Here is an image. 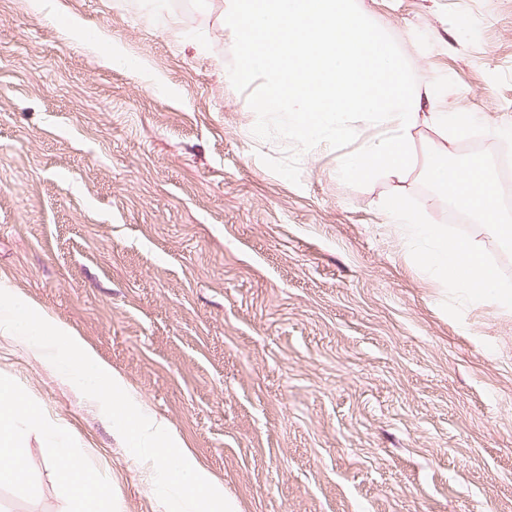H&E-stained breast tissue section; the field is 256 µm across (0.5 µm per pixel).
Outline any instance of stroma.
Wrapping results in <instances>:
<instances>
[{"instance_id": "stroma-1", "label": "stroma", "mask_w": 512, "mask_h": 512, "mask_svg": "<svg viewBox=\"0 0 512 512\" xmlns=\"http://www.w3.org/2000/svg\"><path fill=\"white\" fill-rule=\"evenodd\" d=\"M418 86H455L498 143L512 126V0H357ZM225 0L163 20L127 0H0V287L107 362L240 512H512V310L430 278L380 213L397 193L449 233L501 250L423 184L364 187L337 150L268 169L228 67ZM112 41V62L93 42ZM0 377L39 407L28 472L0 512H74L48 465L74 449L122 512H166L101 407L0 334Z\"/></svg>"}]
</instances>
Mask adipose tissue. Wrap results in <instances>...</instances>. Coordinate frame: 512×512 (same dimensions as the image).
Listing matches in <instances>:
<instances>
[{"mask_svg": "<svg viewBox=\"0 0 512 512\" xmlns=\"http://www.w3.org/2000/svg\"><path fill=\"white\" fill-rule=\"evenodd\" d=\"M382 214L401 229L425 272L442 284L457 289L475 303L492 302L498 308H512V287L503 284L489 264L482 243L466 237H450L447 230L430 223L424 215L412 212L402 197L391 195L379 206ZM40 410L10 380L0 378V423L10 429L0 432V477L22 479L27 470V455L14 434L13 424H36ZM63 484L92 481L93 490L78 496L75 512H118L111 485L93 481L82 460L70 449H53L49 460Z\"/></svg>", "mask_w": 512, "mask_h": 512, "instance_id": "obj_1", "label": "adipose tissue"}]
</instances>
